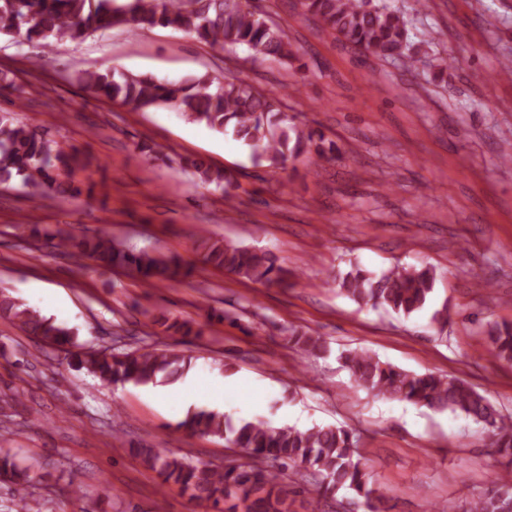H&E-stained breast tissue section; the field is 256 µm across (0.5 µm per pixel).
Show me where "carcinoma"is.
<instances>
[{"instance_id":"cac0c4a2","label":"carcinoma","mask_w":512,"mask_h":512,"mask_svg":"<svg viewBox=\"0 0 512 512\" xmlns=\"http://www.w3.org/2000/svg\"><path fill=\"white\" fill-rule=\"evenodd\" d=\"M305 13L318 17L335 40L359 53L379 59L410 57L408 22L385 0H301ZM164 27L196 35L212 47H245L256 58L290 61L294 52L288 34L242 0H0V37L21 30L28 40L50 49L65 42H80L91 32L105 34L121 27ZM75 80L89 96L104 97L133 111L158 107L172 109L219 133L230 132L257 159L273 167L305 155L336 158L338 147L324 135L288 122L279 92H263L240 81L204 74L184 82H162L152 77L82 70ZM78 151L0 113V182L12 179L39 193L60 198L81 194L73 180ZM189 169L204 184L224 192L235 187L232 176L213 168L202 158L186 159ZM57 247L66 250L83 267L86 259L106 268H123L143 283L179 282L191 269L176 260L165 261L142 251L131 253L112 237L54 234ZM204 261L224 272L267 286L288 280V270L269 252L230 241L210 243ZM437 280L432 266L395 267L379 277L354 268L332 276L340 292L359 305L383 308L408 317L431 300ZM0 318L17 325L27 335L53 345L66 354L68 365L86 369L101 383L156 384L180 375L190 365L184 355L157 348L112 350L101 354L84 350L75 333L39 311L0 291ZM165 331L184 337L198 336L191 321L159 319ZM490 352L512 363V323H494L488 329ZM290 341L307 354L326 351L322 337L294 332ZM357 386L390 400L405 401L433 411L461 413L487 429L491 447L512 469V416H506L488 397L463 380L433 373H412L381 362L371 353L350 349L338 356ZM179 427L202 435L224 438L245 453V460L222 468L170 457L161 450L142 453V462L163 482L179 487L213 512H291L292 496L314 483L319 496L334 499L349 493L364 500L367 512H383V496L361 462L350 431L335 426H273L264 421L234 424L224 415L199 409L189 413ZM0 480L13 486L17 507L27 510L26 490L32 468L18 454L0 450ZM462 512H512V475H500Z\"/></svg>"}]
</instances>
